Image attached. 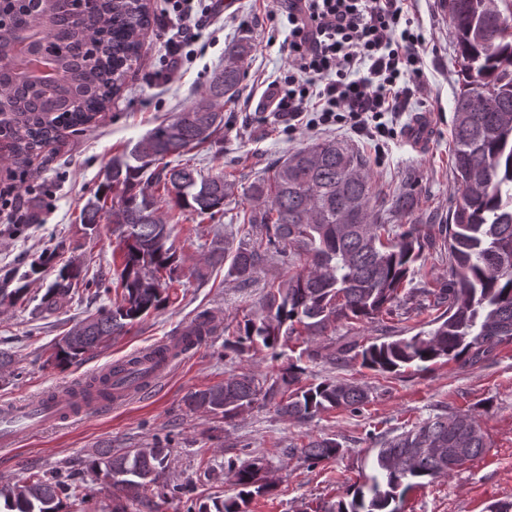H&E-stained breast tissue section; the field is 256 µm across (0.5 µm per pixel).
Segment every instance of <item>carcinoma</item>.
I'll list each match as a JSON object with an SVG mask.
<instances>
[{
	"instance_id": "1",
	"label": "carcinoma",
	"mask_w": 512,
	"mask_h": 512,
	"mask_svg": "<svg viewBox=\"0 0 512 512\" xmlns=\"http://www.w3.org/2000/svg\"><path fill=\"white\" fill-rule=\"evenodd\" d=\"M505 3L500 9L498 2ZM456 47L458 89L454 96L452 173L458 198L448 223L438 225L441 247L453 277L446 284L421 288L433 301L409 306L406 289L425 250L434 247L420 224H394L414 210L404 188L387 202L376 195L365 160L336 140L302 147L275 162L246 190L250 209L247 240L237 247L212 242L207 264L223 262L228 274L250 280L272 256L297 268L284 278L274 273L260 299L259 313L238 326L224 349L237 354L266 349L271 354L294 337L306 341L341 321H373L399 311H437L434 328L412 336L338 349L380 374L404 368L427 369L438 362L476 364L501 345L512 343V4L507 0H441ZM148 0H0V52L35 35L53 57L58 78L49 82L22 76L23 60L0 70V137L24 171L34 154L56 142L61 132H78L110 109L128 72L140 59L143 37L151 27ZM250 53L246 43L224 48V69L210 80L207 97L152 129L131 149L112 157L106 183L81 213L94 227L112 218L123 245L116 289L120 300L74 325L51 354L58 366L107 345L126 326L165 307L173 274L181 263L171 224L156 192L175 206L200 215L224 212L233 182L224 171L203 174L185 160L170 165L204 144L219 143L224 129L220 103L234 96ZM97 287V276L70 261L47 288L42 304L52 310L81 288ZM214 327L203 311L180 332L186 346L202 342ZM304 369L288 364L266 388L250 373L190 393L191 410L232 419L259 399L276 401L278 414L299 421L336 409L358 413L368 391L339 379L303 383ZM373 473L362 475L345 496L324 512H401L407 491L445 478L489 447L478 421L459 411L437 415L392 437L374 438ZM334 438L310 439L300 448L309 465L339 457ZM169 444L155 440L141 448L112 453L97 449L89 468L104 472L120 492L156 482L170 465ZM264 459H229L224 470L237 493L197 512H247L249 503L273 488ZM77 488L53 477L0 486V512H64V500Z\"/></svg>"
}]
</instances>
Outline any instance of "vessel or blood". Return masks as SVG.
<instances>
[{
    "mask_svg": "<svg viewBox=\"0 0 512 512\" xmlns=\"http://www.w3.org/2000/svg\"><path fill=\"white\" fill-rule=\"evenodd\" d=\"M165 362L152 365L147 377L129 380L121 388L111 391L104 399H97L101 409L120 406L127 401L143 395L160 381ZM82 398V387L68 384L59 389L46 390L27 402L0 404V451L13 450L21 435L32 429H42L49 425H60L81 416L87 408Z\"/></svg>",
    "mask_w": 512,
    "mask_h": 512,
    "instance_id": "b4317fda",
    "label": "vessel or blood"
}]
</instances>
